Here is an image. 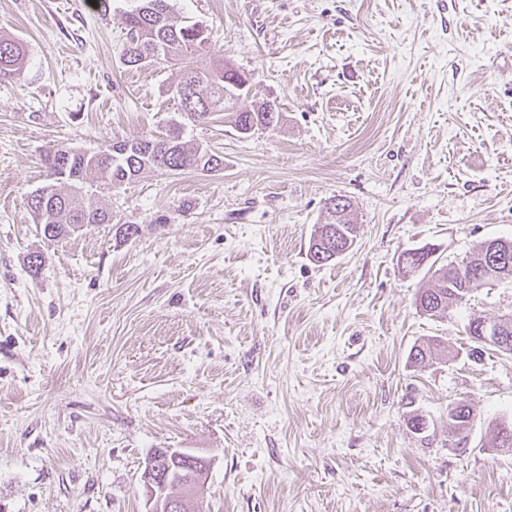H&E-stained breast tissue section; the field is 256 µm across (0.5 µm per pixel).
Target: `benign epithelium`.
Instances as JSON below:
<instances>
[{
    "label": "benign epithelium",
    "instance_id": "7a95c632",
    "mask_svg": "<svg viewBox=\"0 0 512 512\" xmlns=\"http://www.w3.org/2000/svg\"><path fill=\"white\" fill-rule=\"evenodd\" d=\"M512 252V243L501 240L494 242L491 250L482 261V266L478 268V272L484 277L489 278L494 275L493 269L502 262L500 256ZM512 323V317L505 316L495 320L483 319L473 324L474 334L482 337L485 348H493L490 339L502 341L503 337L508 334L509 324ZM175 454L186 462V469L189 472H199L203 469L208 471L211 469L212 460L200 458L192 455L184 450L176 448H157L147 459V465L143 467L140 481L145 490L146 496V512H183V503L190 501L196 502L201 493L202 488L193 478H188L182 487L181 494L178 496L166 495L165 479L158 475L159 468L157 463L163 459Z\"/></svg>",
    "mask_w": 512,
    "mask_h": 512
}]
</instances>
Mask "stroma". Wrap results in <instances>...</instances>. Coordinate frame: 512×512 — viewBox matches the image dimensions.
<instances>
[{
	"label": "stroma",
	"mask_w": 512,
	"mask_h": 512,
	"mask_svg": "<svg viewBox=\"0 0 512 512\" xmlns=\"http://www.w3.org/2000/svg\"><path fill=\"white\" fill-rule=\"evenodd\" d=\"M172 3L284 124H186L222 170L147 173L104 193L111 223L50 240L26 207L44 150L166 128L177 73L123 63V0H0L27 50L0 82V512H145L157 448L212 459L204 512H512V357L469 359L466 333L512 283L429 316L399 261L512 238V0ZM334 196L359 236L320 265ZM428 341L456 359L414 363Z\"/></svg>",
	"instance_id": "stroma-1"
}]
</instances>
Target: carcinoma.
I'll use <instances>...</instances> for the list:
<instances>
[{
	"label": "carcinoma",
	"instance_id": "carcinoma-1",
	"mask_svg": "<svg viewBox=\"0 0 512 512\" xmlns=\"http://www.w3.org/2000/svg\"><path fill=\"white\" fill-rule=\"evenodd\" d=\"M126 42L122 59L130 67L157 65L178 70L179 80L169 84L167 92L178 101L179 112L190 121L208 120L217 112L236 113L237 129L244 133L275 128L283 120V112L271 101L258 102L249 110L236 109L238 100L248 92L249 78L224 59V54L208 44L204 29L195 24L179 26L172 20L170 0H135L134 8L124 12ZM26 63V50L21 40L0 34V81L18 76ZM125 154L112 150L108 144L93 153L82 152L68 145H54L44 154L48 172L47 193L27 197V207L43 224L49 238H67L80 224H110L112 212L98 193L84 185V176L96 173L99 189L108 192L122 184L155 170L217 171L224 167V158L202 147H191L183 141L182 124L172 123L156 135L150 134L122 141ZM334 196L326 203L328 216L338 213L336 222L327 221L317 227L309 245L311 259L319 264L336 258V242L346 240L357 229L350 218L348 201L336 211ZM484 253L479 249L458 264L436 266V261L423 258L408 249L401 254L404 269L409 273L426 265L432 270L431 281L419 289L415 298L420 312L433 316L457 304L467 292L481 285L469 278L472 264ZM453 435L472 427L473 410L465 406L462 413L448 411ZM494 447L512 450V422L495 424Z\"/></svg>",
	"mask_w": 512,
	"mask_h": 512
}]
</instances>
